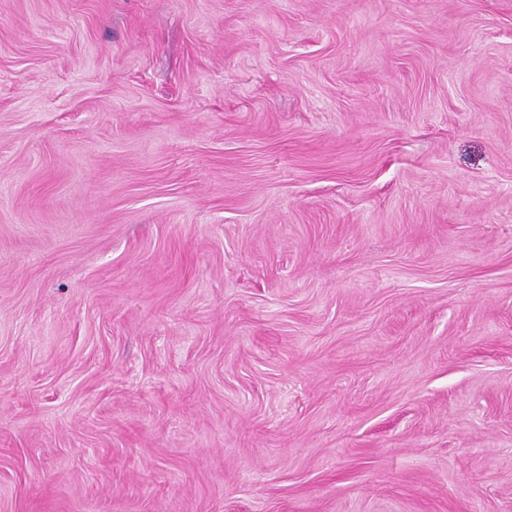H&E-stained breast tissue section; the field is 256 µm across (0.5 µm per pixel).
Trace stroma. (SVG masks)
<instances>
[{
    "mask_svg": "<svg viewBox=\"0 0 512 512\" xmlns=\"http://www.w3.org/2000/svg\"><path fill=\"white\" fill-rule=\"evenodd\" d=\"M0 512H512V0H0Z\"/></svg>",
    "mask_w": 512,
    "mask_h": 512,
    "instance_id": "stroma-1",
    "label": "stroma"
}]
</instances>
